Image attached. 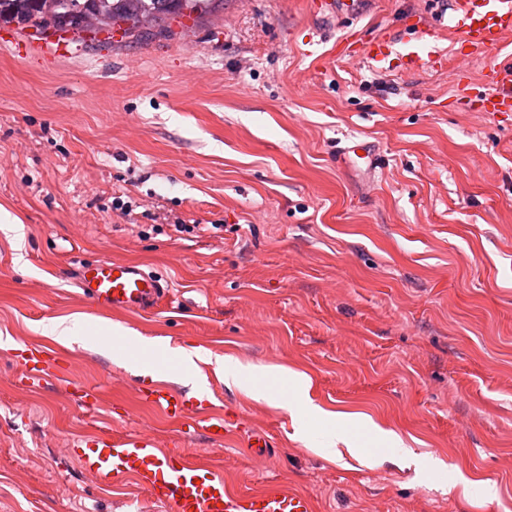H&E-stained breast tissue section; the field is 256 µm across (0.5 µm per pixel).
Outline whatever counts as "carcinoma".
Instances as JSON below:
<instances>
[{"instance_id":"1","label":"carcinoma","mask_w":512,"mask_h":512,"mask_svg":"<svg viewBox=\"0 0 512 512\" xmlns=\"http://www.w3.org/2000/svg\"><path fill=\"white\" fill-rule=\"evenodd\" d=\"M210 0H0V20L8 18L21 28L93 27L99 31L119 23L137 32L159 19L186 12L203 13Z\"/></svg>"}]
</instances>
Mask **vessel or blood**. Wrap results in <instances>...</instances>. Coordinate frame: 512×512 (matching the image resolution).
<instances>
[{"mask_svg": "<svg viewBox=\"0 0 512 512\" xmlns=\"http://www.w3.org/2000/svg\"><path fill=\"white\" fill-rule=\"evenodd\" d=\"M358 0H318L314 11L330 20L353 13ZM412 45L397 48L383 35L364 39L361 30L350 29L336 44L338 55L379 61L396 56L404 65L437 69L441 54L436 46L437 29L423 19H409ZM448 27L460 47L484 49L512 34V0H454ZM39 50L54 58L72 52L70 37L63 32L43 36ZM461 95H475L484 112H512V60L497 62L483 73L478 86L460 83ZM82 295L97 308L138 314L153 309L165 294L160 279L139 265L102 259L80 267L74 277ZM20 377L29 386L41 387L68 379L58 349L28 344L13 350ZM140 400L175 422L182 435L212 434L223 438L228 419L223 407L199 400L158 381L142 389ZM81 469L100 485L115 487L135 479L150 500L171 512H316L313 497L283 485L259 492H245L229 484L222 471L200 458L162 448L151 435L99 431L78 440Z\"/></svg>", "mask_w": 512, "mask_h": 512, "instance_id": "1", "label": "vessel or blood"}]
</instances>
